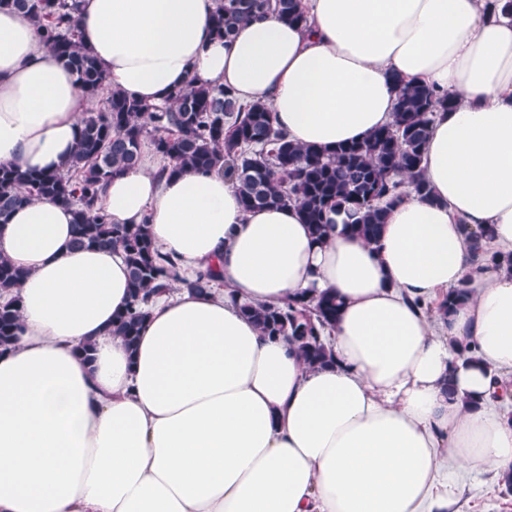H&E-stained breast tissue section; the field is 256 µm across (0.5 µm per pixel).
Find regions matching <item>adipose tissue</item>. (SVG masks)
Instances as JSON below:
<instances>
[{
	"instance_id": "obj_1",
	"label": "adipose tissue",
	"mask_w": 512,
	"mask_h": 512,
	"mask_svg": "<svg viewBox=\"0 0 512 512\" xmlns=\"http://www.w3.org/2000/svg\"><path fill=\"white\" fill-rule=\"evenodd\" d=\"M231 41L216 0H78L81 43L111 88L149 104L189 79L267 103L290 140L330 149L388 124L395 78L448 92L422 160L430 198L388 211L376 242L297 207L245 210L223 173L114 176L113 223L148 222L222 289L157 298L135 350L112 333L130 299L120 251L72 246L50 200L0 225L26 276L21 330L0 352V512H459L467 473L512 472V271L472 264L465 228L512 252V18L493 0H303ZM95 104L0 9V163L57 171ZM462 287L440 319L424 304ZM336 293L335 362L312 369L242 303ZM93 343L91 359L79 352Z\"/></svg>"
}]
</instances>
